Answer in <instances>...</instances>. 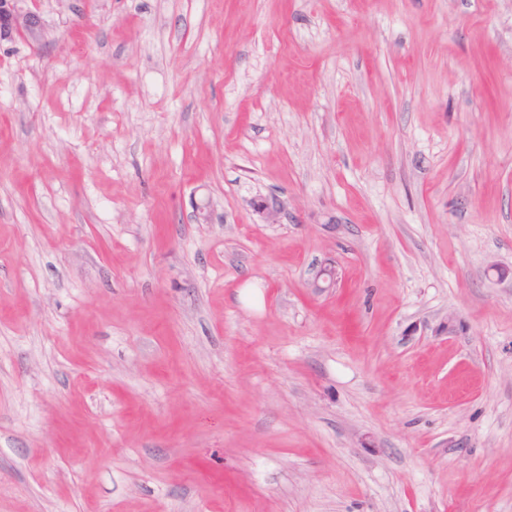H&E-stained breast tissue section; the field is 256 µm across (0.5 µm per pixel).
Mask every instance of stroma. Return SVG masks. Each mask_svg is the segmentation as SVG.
I'll use <instances>...</instances> for the list:
<instances>
[{
	"mask_svg": "<svg viewBox=\"0 0 512 512\" xmlns=\"http://www.w3.org/2000/svg\"><path fill=\"white\" fill-rule=\"evenodd\" d=\"M37 10L0 512H512V0Z\"/></svg>",
	"mask_w": 512,
	"mask_h": 512,
	"instance_id": "stroma-1",
	"label": "stroma"
}]
</instances>
